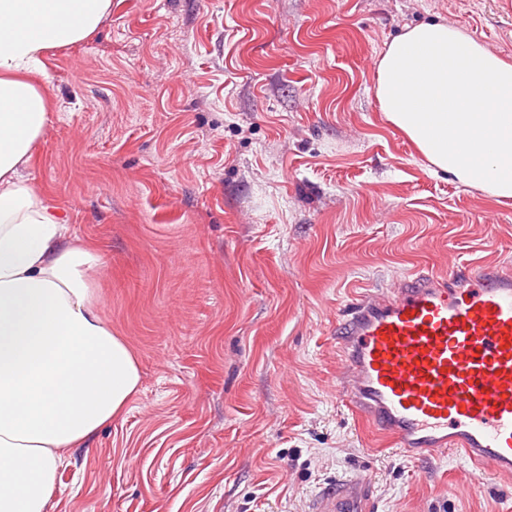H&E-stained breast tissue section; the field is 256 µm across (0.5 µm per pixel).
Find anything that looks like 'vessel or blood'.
Masks as SVG:
<instances>
[{"label":"vessel or blood","instance_id":"b4317fda","mask_svg":"<svg viewBox=\"0 0 512 512\" xmlns=\"http://www.w3.org/2000/svg\"><path fill=\"white\" fill-rule=\"evenodd\" d=\"M346 407L414 460L453 452L512 475V268L408 273L387 294L360 291L336 331ZM355 494L313 512H355Z\"/></svg>","mask_w":512,"mask_h":512}]
</instances>
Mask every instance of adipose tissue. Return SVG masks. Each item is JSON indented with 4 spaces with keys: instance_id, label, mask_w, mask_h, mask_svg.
Listing matches in <instances>:
<instances>
[{
    "instance_id": "adipose-tissue-1",
    "label": "adipose tissue",
    "mask_w": 512,
    "mask_h": 512,
    "mask_svg": "<svg viewBox=\"0 0 512 512\" xmlns=\"http://www.w3.org/2000/svg\"><path fill=\"white\" fill-rule=\"evenodd\" d=\"M112 0H0V512H47L59 469L140 386L104 324L94 248L22 175L51 116L41 57L90 37ZM380 110L429 163L512 199V64L462 28L406 27L376 62Z\"/></svg>"
}]
</instances>
